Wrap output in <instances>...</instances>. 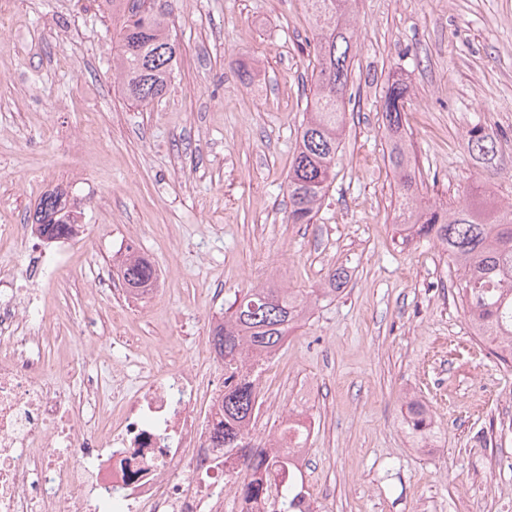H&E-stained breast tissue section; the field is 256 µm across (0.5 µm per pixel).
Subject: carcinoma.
<instances>
[{
  "label": "carcinoma",
  "mask_w": 512,
  "mask_h": 512,
  "mask_svg": "<svg viewBox=\"0 0 512 512\" xmlns=\"http://www.w3.org/2000/svg\"><path fill=\"white\" fill-rule=\"evenodd\" d=\"M147 0H101L100 8L116 21L119 41L118 69L124 93L135 103L161 97L170 81L177 48L166 32L165 21L146 8ZM316 27V64L312 71L309 116L300 132L288 174V223L311 224L321 200L336 179V155L345 115V96L351 76L355 31L347 17L350 0H308ZM407 85L400 79L388 84L384 112L388 132V160L395 174L400 199L395 223L437 244L459 272L457 290L475 335L494 347L504 365L512 364L505 337H512V207L499 205L494 196L477 189L451 205L426 204L419 197L416 163L405 133ZM469 151L485 155L494 141L483 126L468 130ZM66 192L60 188L41 196L39 208L48 223L38 233L62 236L75 223L66 210ZM126 287L151 286L155 270L132 252L120 263ZM308 297L285 288H253L235 300L224 313V324L211 330V344L224 362V415L214 429V447L247 460L248 480L237 487L245 501L268 496L266 478L272 471L286 472L288 449L302 448L307 430L288 424L283 438L288 447L273 457L255 450L250 426L258 406L257 378L239 374L246 359L267 362L284 343L288 331L305 316ZM407 422L415 434L432 430V416L419 402L407 403ZM301 490L288 483L279 495L278 512H293Z\"/></svg>",
  "instance_id": "carcinoma-1"
}]
</instances>
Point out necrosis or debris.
I'll list each match as a JSON object with an SVG mask.
<instances>
[{"mask_svg":"<svg viewBox=\"0 0 512 512\" xmlns=\"http://www.w3.org/2000/svg\"><path fill=\"white\" fill-rule=\"evenodd\" d=\"M43 343L16 293L1 294L0 512H223L206 485L238 467L211 441L222 392L201 413L195 373L157 370L131 391L117 365L120 404L100 405L90 425L80 399L99 401L101 383Z\"/></svg>","mask_w":512,"mask_h":512,"instance_id":"necrosis-or-debris-1","label":"necrosis or debris"}]
</instances>
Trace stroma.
I'll use <instances>...</instances> for the list:
<instances>
[{"label": "stroma", "instance_id": "35a3bbf8", "mask_svg": "<svg viewBox=\"0 0 512 512\" xmlns=\"http://www.w3.org/2000/svg\"><path fill=\"white\" fill-rule=\"evenodd\" d=\"M177 61L164 95L128 101L97 0H11L0 30V226L29 223L66 187L80 237L55 277L33 244L0 245V289L22 288L46 353L72 322L122 316L126 344L72 349L86 373L133 356L218 384L204 316L261 285L302 289L309 312L265 366L270 404L253 441L291 410L313 421L302 471L314 512H512V369L474 336L438 246L402 239L382 95L409 85L419 191L439 204L481 185L512 205V0H352L356 44L336 180L313 223L288 221V172L304 120L317 29L307 0H160ZM483 125L488 156L466 135ZM157 268L129 313L99 282L127 246ZM335 296L318 290L333 270ZM432 413L433 451L405 421Z\"/></svg>", "mask_w": 512, "mask_h": 512}]
</instances>
